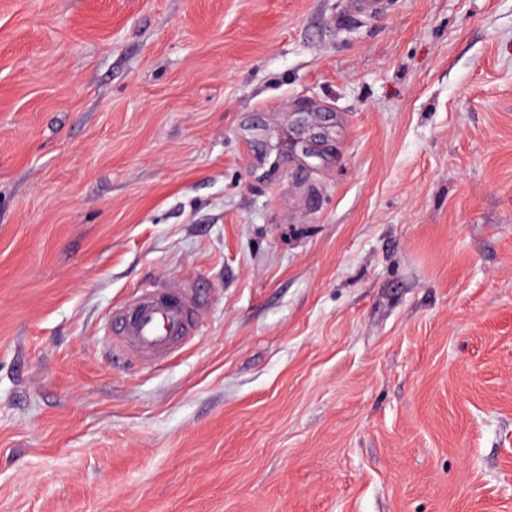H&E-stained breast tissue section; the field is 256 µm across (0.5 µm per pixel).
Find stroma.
I'll return each mask as SVG.
<instances>
[{"instance_id": "obj_1", "label": "stroma", "mask_w": 512, "mask_h": 512, "mask_svg": "<svg viewBox=\"0 0 512 512\" xmlns=\"http://www.w3.org/2000/svg\"><path fill=\"white\" fill-rule=\"evenodd\" d=\"M346 6L0 0V512H512V0ZM204 300L181 280L149 287L112 310L118 348L146 363L170 356L202 320Z\"/></svg>"}]
</instances>
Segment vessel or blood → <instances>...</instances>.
<instances>
[{
	"mask_svg": "<svg viewBox=\"0 0 512 512\" xmlns=\"http://www.w3.org/2000/svg\"><path fill=\"white\" fill-rule=\"evenodd\" d=\"M204 300L183 281L146 288L112 311L118 348L146 363L170 356L202 320Z\"/></svg>",
	"mask_w": 512,
	"mask_h": 512,
	"instance_id": "b4317fda",
	"label": "vessel or blood"
}]
</instances>
